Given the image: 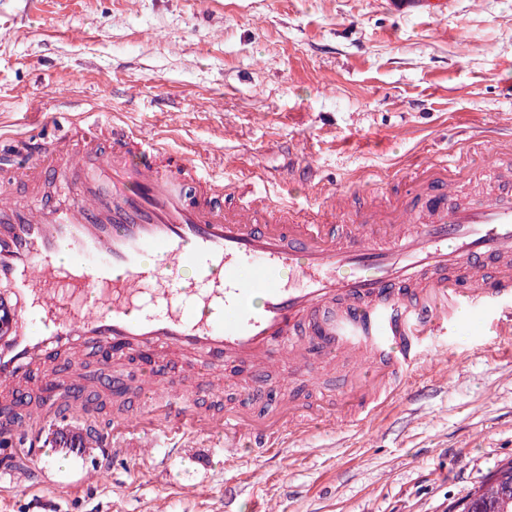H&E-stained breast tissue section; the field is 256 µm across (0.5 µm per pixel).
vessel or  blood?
Segmentation results:
<instances>
[{
  "mask_svg": "<svg viewBox=\"0 0 512 512\" xmlns=\"http://www.w3.org/2000/svg\"><path fill=\"white\" fill-rule=\"evenodd\" d=\"M25 150L28 162L0 178V308L12 318L0 333V397L51 384L68 411L0 420V436L18 442L32 428L70 459L98 454L95 477L128 449L160 476L177 441L218 450L228 465L247 441L281 456L315 426L379 417L410 389L411 367L433 364L428 343L463 314L490 309L512 324L511 145L489 146L487 167L415 161L412 197L372 204L348 224L337 223L336 201L225 203L223 185L193 156L109 120L28 138ZM464 180L484 182L477 201L455 202ZM50 182L68 199L47 197ZM17 186L26 202L15 200ZM182 265L195 267L194 279L180 278ZM91 348L117 362L147 352L158 366L177 351L195 354L215 395L226 366L254 368L255 397L272 362L291 369L277 416L203 413L178 390L113 423L111 447L98 450L79 429L78 364L62 377L53 365ZM345 355L355 369L335 402L295 397L317 376L313 358Z\"/></svg>",
  "mask_w": 512,
  "mask_h": 512,
  "instance_id": "b4317fda",
  "label": "vessel or blood"
}]
</instances>
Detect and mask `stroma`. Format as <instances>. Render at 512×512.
<instances>
[{"mask_svg":"<svg viewBox=\"0 0 512 512\" xmlns=\"http://www.w3.org/2000/svg\"><path fill=\"white\" fill-rule=\"evenodd\" d=\"M447 3L398 16L389 0H0V171L27 162L16 138L34 113L49 136L98 113L198 146L239 201L336 196L349 220L407 157L512 126V0ZM493 319L433 340L446 370H413L372 427L314 433L281 462L249 448L233 470L185 455L159 483L116 459L80 493L0 489V512H448L512 460V338Z\"/></svg>","mask_w":512,"mask_h":512,"instance_id":"obj_1","label":"stroma"}]
</instances>
